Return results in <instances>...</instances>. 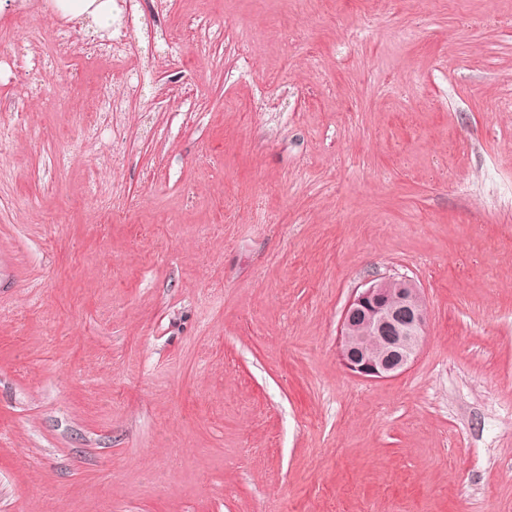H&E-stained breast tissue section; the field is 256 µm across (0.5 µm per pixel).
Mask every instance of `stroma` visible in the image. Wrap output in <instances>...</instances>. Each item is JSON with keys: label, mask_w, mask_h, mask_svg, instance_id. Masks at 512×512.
Instances as JSON below:
<instances>
[{"label": "stroma", "mask_w": 512, "mask_h": 512, "mask_svg": "<svg viewBox=\"0 0 512 512\" xmlns=\"http://www.w3.org/2000/svg\"><path fill=\"white\" fill-rule=\"evenodd\" d=\"M122 28L0 0V512H512V0H167L114 114ZM133 49L134 45L125 33L112 37L107 42L89 47L84 57L90 60L105 56L122 62L131 57ZM422 289L406 277L372 280L343 311L337 356L356 377L377 381L405 372L426 332Z\"/></svg>", "instance_id": "stroma-1"}]
</instances>
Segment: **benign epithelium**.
<instances>
[{
  "label": "benign epithelium",
  "mask_w": 512,
  "mask_h": 512,
  "mask_svg": "<svg viewBox=\"0 0 512 512\" xmlns=\"http://www.w3.org/2000/svg\"><path fill=\"white\" fill-rule=\"evenodd\" d=\"M422 289L406 277L372 280L343 311L337 356L356 377L377 381L405 372L426 332Z\"/></svg>",
  "instance_id": "obj_1"
}]
</instances>
